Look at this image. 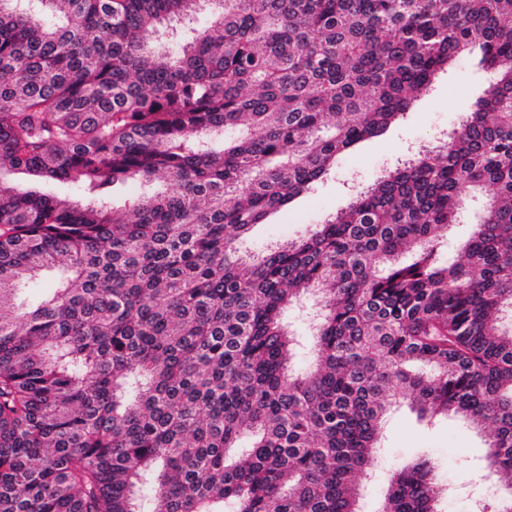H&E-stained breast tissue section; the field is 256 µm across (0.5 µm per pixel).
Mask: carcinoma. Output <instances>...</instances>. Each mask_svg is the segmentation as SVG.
<instances>
[{"instance_id":"obj_1","label":"carcinoma","mask_w":512,"mask_h":512,"mask_svg":"<svg viewBox=\"0 0 512 512\" xmlns=\"http://www.w3.org/2000/svg\"><path fill=\"white\" fill-rule=\"evenodd\" d=\"M460 57L491 80L446 141L240 252ZM469 190L484 219L446 261ZM402 389L490 429L486 512H512V0H0V512H359ZM439 500L416 460L383 512ZM320 305L315 295L307 294L301 301L288 308L283 322L294 336L296 346L295 365L299 369L310 367L315 360V324L319 318Z\"/></svg>"}]
</instances>
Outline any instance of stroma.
<instances>
[{
	"label": "stroma",
	"mask_w": 512,
	"mask_h": 512,
	"mask_svg": "<svg viewBox=\"0 0 512 512\" xmlns=\"http://www.w3.org/2000/svg\"><path fill=\"white\" fill-rule=\"evenodd\" d=\"M487 82L468 58H459L450 74L440 76L428 96L380 137L365 141L355 151L343 154L336 167L294 204L272 213L240 241L241 250L261 256L267 247L284 243L324 223L350 203L356 188L370 184L409 148L433 145L452 132L471 109L475 94ZM320 305L317 297L305 295L288 308L283 322L294 336L297 368L315 360V324ZM488 436L459 417L439 415L434 424L418 421L408 396H400L385 422L378 461L360 484V512H382L392 474L403 464L428 459L436 466L438 482L447 488L441 512H479L484 499L483 459Z\"/></svg>",
	"instance_id": "obj_1"
}]
</instances>
